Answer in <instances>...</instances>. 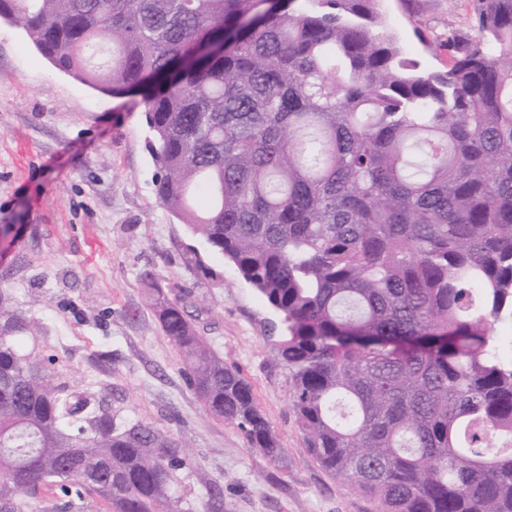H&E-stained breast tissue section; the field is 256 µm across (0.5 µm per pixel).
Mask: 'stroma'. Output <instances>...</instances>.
I'll return each mask as SVG.
<instances>
[{
	"label": "stroma",
	"instance_id": "1",
	"mask_svg": "<svg viewBox=\"0 0 512 512\" xmlns=\"http://www.w3.org/2000/svg\"><path fill=\"white\" fill-rule=\"evenodd\" d=\"M473 0H387L405 51L434 70L447 54L425 41L473 32ZM142 107L55 69L24 30L0 20V288L42 324L48 374L103 397L182 444L176 496L192 512H378L370 497L312 459L273 360L277 313L223 255L159 204ZM172 300L204 306L198 327L250 381L287 466L215 419L149 308L142 278Z\"/></svg>",
	"mask_w": 512,
	"mask_h": 512
}]
</instances>
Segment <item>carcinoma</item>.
Masks as SVG:
<instances>
[{"mask_svg":"<svg viewBox=\"0 0 512 512\" xmlns=\"http://www.w3.org/2000/svg\"><path fill=\"white\" fill-rule=\"evenodd\" d=\"M0 0L59 71L140 97L159 203L280 316L274 359L317 464L380 512H512V0L408 56L378 0ZM189 386L270 461L252 384L146 281ZM0 289V512L57 487L111 512H191L151 424L23 351ZM87 444L79 466L69 450Z\"/></svg>","mask_w":512,"mask_h":512,"instance_id":"1","label":"carcinoma"}]
</instances>
